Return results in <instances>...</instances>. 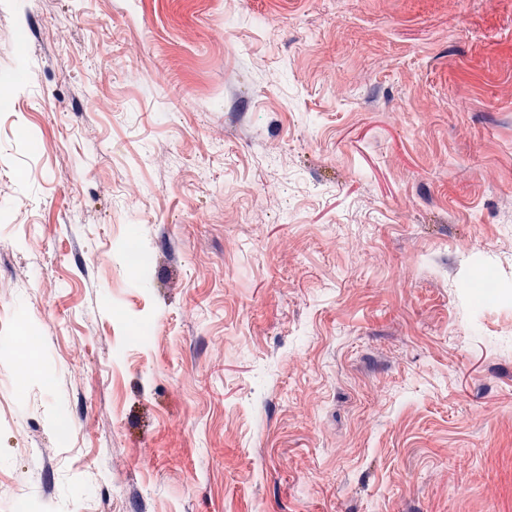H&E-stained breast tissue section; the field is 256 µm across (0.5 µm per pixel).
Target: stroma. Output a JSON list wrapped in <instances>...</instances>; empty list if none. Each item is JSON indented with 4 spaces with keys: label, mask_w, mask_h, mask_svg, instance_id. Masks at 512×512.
Here are the masks:
<instances>
[{
    "label": "stroma",
    "mask_w": 512,
    "mask_h": 512,
    "mask_svg": "<svg viewBox=\"0 0 512 512\" xmlns=\"http://www.w3.org/2000/svg\"><path fill=\"white\" fill-rule=\"evenodd\" d=\"M15 28L0 512H512V298L466 290L512 286V0H0Z\"/></svg>",
    "instance_id": "35a3bbf8"
}]
</instances>
